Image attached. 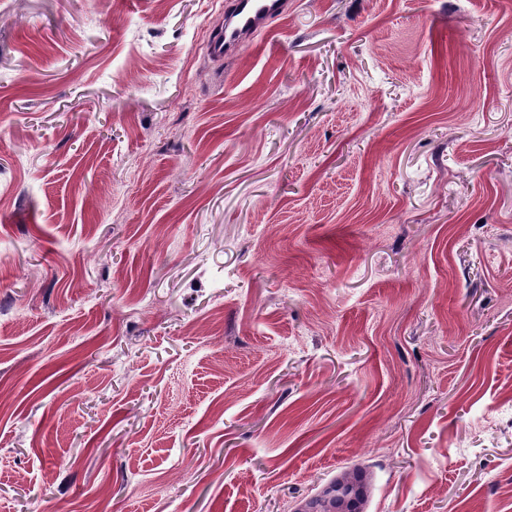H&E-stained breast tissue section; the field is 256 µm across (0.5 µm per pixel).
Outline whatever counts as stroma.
Wrapping results in <instances>:
<instances>
[{"label":"stroma","mask_w":512,"mask_h":512,"mask_svg":"<svg viewBox=\"0 0 512 512\" xmlns=\"http://www.w3.org/2000/svg\"><path fill=\"white\" fill-rule=\"evenodd\" d=\"M0 0V512H512V0ZM288 11L287 0H231L224 9V27L209 39V52L216 59L233 56L246 40L268 28L272 19ZM369 477L361 469L344 472L320 494L302 502L296 512H365Z\"/></svg>","instance_id":"stroma-1"}]
</instances>
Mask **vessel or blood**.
Here are the masks:
<instances>
[{"instance_id": "1", "label": "vessel or blood", "mask_w": 512, "mask_h": 512, "mask_svg": "<svg viewBox=\"0 0 512 512\" xmlns=\"http://www.w3.org/2000/svg\"><path fill=\"white\" fill-rule=\"evenodd\" d=\"M288 10V0H227L224 25L212 32L209 52L217 59L238 53L246 40Z\"/></svg>"}]
</instances>
